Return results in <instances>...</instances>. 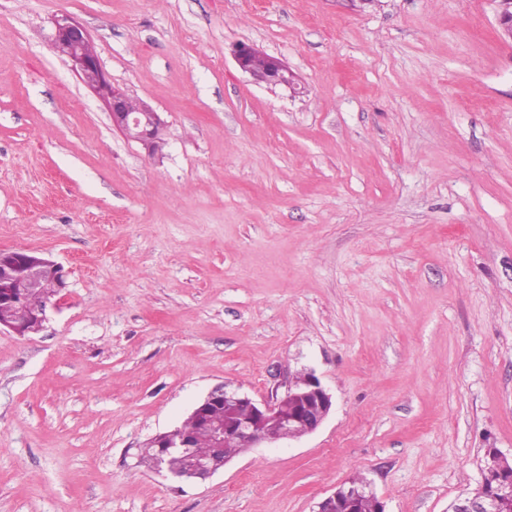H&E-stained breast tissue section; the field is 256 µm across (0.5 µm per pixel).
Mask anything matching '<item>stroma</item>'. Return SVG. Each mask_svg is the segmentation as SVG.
Wrapping results in <instances>:
<instances>
[{
	"mask_svg": "<svg viewBox=\"0 0 512 512\" xmlns=\"http://www.w3.org/2000/svg\"><path fill=\"white\" fill-rule=\"evenodd\" d=\"M62 13L162 153L53 52ZM0 250L67 273L0 331V512H317L357 474L448 512L512 458V39L494 0H0ZM302 371L314 433L202 482L138 463L212 388ZM256 52H258V50L252 45L245 43L239 44L234 50V59L238 67L243 72L249 74L254 82L258 84L263 83L272 86L284 85L295 92L297 88L293 74L288 70V66L279 58L269 57L270 65L268 71L262 76L256 75L264 73L268 67V56L261 52L254 55L249 63L250 56Z\"/></svg>",
	"mask_w": 512,
	"mask_h": 512,
	"instance_id": "35a3bbf8",
	"label": "stroma"
}]
</instances>
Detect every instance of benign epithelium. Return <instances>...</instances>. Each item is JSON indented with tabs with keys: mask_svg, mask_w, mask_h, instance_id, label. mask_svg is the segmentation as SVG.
Listing matches in <instances>:
<instances>
[{
	"mask_svg": "<svg viewBox=\"0 0 512 512\" xmlns=\"http://www.w3.org/2000/svg\"><path fill=\"white\" fill-rule=\"evenodd\" d=\"M53 25V49L66 57L71 70L105 101L113 126L126 136L136 130L131 140L153 153L165 130L159 113L147 104L139 105L136 110L130 108V97L114 86L103 71L97 54L90 50L91 38L79 22L61 15L54 19ZM256 52L255 47L245 43L235 48L234 59L243 72L258 84L296 89L293 74L276 57L269 58V69L264 75H256L249 63L250 56ZM65 277L61 264L37 251L0 252V299L7 303L21 296V290L34 281L55 279L62 289ZM220 405L224 406L222 425L209 417L211 407ZM332 408V394L311 371L290 382L284 393L261 400L224 384L213 388L192 411L202 429L210 435L213 453L206 458L196 456L191 439L178 428L154 436L152 445L178 450L190 461L188 469L175 477L204 481L233 459L231 455H224L227 442H237L238 451L244 452L261 444L297 440L314 433ZM366 493L374 495L367 483L360 488L340 486L318 504L317 512H356L358 502ZM451 512H512V478L506 479L493 470L483 472L475 494L458 498Z\"/></svg>",
	"mask_w": 512,
	"mask_h": 512,
	"instance_id": "benign-epithelium-1",
	"label": "benign epithelium"
}]
</instances>
